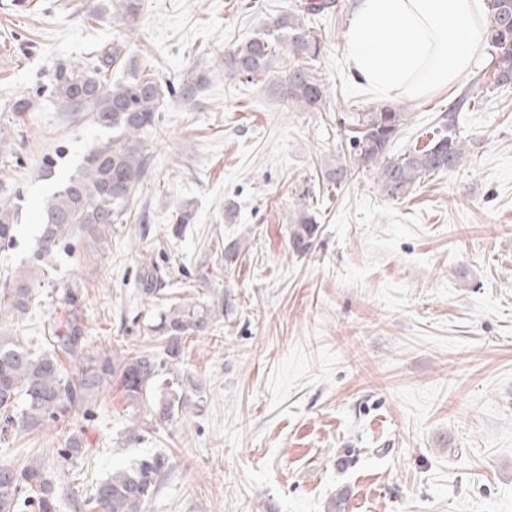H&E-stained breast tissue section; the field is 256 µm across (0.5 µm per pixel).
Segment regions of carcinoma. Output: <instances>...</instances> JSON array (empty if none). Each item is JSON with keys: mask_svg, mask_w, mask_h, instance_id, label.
Returning <instances> with one entry per match:
<instances>
[{"mask_svg": "<svg viewBox=\"0 0 512 512\" xmlns=\"http://www.w3.org/2000/svg\"><path fill=\"white\" fill-rule=\"evenodd\" d=\"M334 7L332 0H304L281 14L268 33L250 38L224 55V77L273 76L288 109L314 112L328 97V86L310 68L322 53V44L307 23ZM106 14L128 31L138 22L141 0H108ZM491 50L492 84L512 85V0H485L484 25ZM124 47L112 42L103 47L90 66L63 65L54 74V95L71 112L90 116L93 124L112 131V140L82 156L74 172L51 193L40 214L41 232L36 263L0 285V319L19 320L34 306L39 280L36 271L46 267L76 233L94 240L118 220L145 174L147 158L141 135L155 123L165 92L157 81L133 75L109 82L124 64ZM360 127L354 137V164L376 171L381 193L391 200L407 197L421 180L461 167L466 161V141L442 133L422 148L391 155V145L407 121L404 112L383 105L353 116ZM18 198L0 194V247L13 243L19 218ZM320 231L310 212L302 210L290 225L293 252H309ZM242 251L238 240L224 243V267L236 265ZM83 292L77 286L63 289L65 315L56 323L50 347L36 349L30 341L0 333V442L32 432L48 422L73 420L87 411L96 392L119 380L127 401L140 406L156 390L163 370L181 360L188 336L209 327V309L190 308L164 316L159 330L163 357L135 355L116 363L109 354L90 351L91 342L81 322ZM159 400L151 404L155 421L163 424L183 414L187 394L172 390L173 379ZM22 409H17L18 401ZM84 452L82 430L66 435L57 452L64 468ZM162 456L140 460L118 469L99 482L93 497L79 507L97 512H142L157 490L167 467ZM56 485L44 465L21 468L0 463V512H57Z\"/></svg>", "mask_w": 512, "mask_h": 512, "instance_id": "1", "label": "carcinoma"}]
</instances>
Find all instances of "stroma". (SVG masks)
<instances>
[{
    "instance_id": "stroma-1",
    "label": "stroma",
    "mask_w": 512,
    "mask_h": 512,
    "mask_svg": "<svg viewBox=\"0 0 512 512\" xmlns=\"http://www.w3.org/2000/svg\"><path fill=\"white\" fill-rule=\"evenodd\" d=\"M299 2L143 0L130 33L106 0H0V125L13 131L0 193L24 206L0 279L32 259L43 198L112 138L63 110L56 67L91 63L117 41L126 64L113 79L133 72L166 93L129 206L103 245L78 237L57 259L21 336L49 346L58 291L72 283L93 349L116 361L158 351L157 326L174 309L217 313L183 347V416L157 424L114 382L87 418L0 444L2 462L48 464L82 428L84 453L55 479L59 512L157 453L169 465L144 512H512V86L491 87L485 58L453 84L394 97L408 119L393 153L439 132L467 140L462 167L408 198L388 199L362 169L329 183L325 167L352 160L354 113L377 105L342 94L329 66L346 52L354 0L311 22L324 44L312 67L329 88L320 111L289 110L271 79L224 75L225 50ZM189 81L199 87L185 101ZM19 96L34 111L9 112ZM303 195L320 232L299 255L288 230ZM232 239L243 251L228 269ZM154 267L160 289L142 294L138 277Z\"/></svg>"
}]
</instances>
